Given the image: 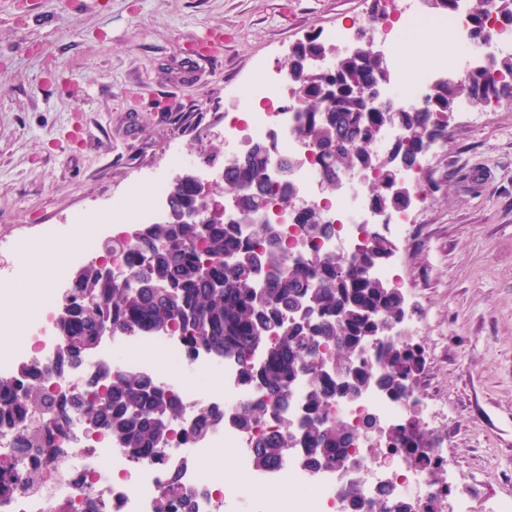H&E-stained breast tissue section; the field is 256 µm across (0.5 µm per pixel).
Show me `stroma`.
Listing matches in <instances>:
<instances>
[{
	"instance_id": "stroma-1",
	"label": "stroma",
	"mask_w": 512,
	"mask_h": 512,
	"mask_svg": "<svg viewBox=\"0 0 512 512\" xmlns=\"http://www.w3.org/2000/svg\"><path fill=\"white\" fill-rule=\"evenodd\" d=\"M371 0H0V268L10 245L112 221L130 186L187 173L175 155L243 153L224 115L259 66L363 23ZM222 55L188 68L207 30ZM408 243L389 266L420 324L415 395L447 410L438 451L451 490L479 488L471 512L512 499V101L481 121L454 113L435 144Z\"/></svg>"
}]
</instances>
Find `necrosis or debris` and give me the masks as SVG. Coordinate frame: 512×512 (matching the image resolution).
Wrapping results in <instances>:
<instances>
[{
	"instance_id": "4bbe7bcc",
	"label": "necrosis or debris",
	"mask_w": 512,
	"mask_h": 512,
	"mask_svg": "<svg viewBox=\"0 0 512 512\" xmlns=\"http://www.w3.org/2000/svg\"><path fill=\"white\" fill-rule=\"evenodd\" d=\"M390 10L395 20L384 25L383 31L388 35L386 48L391 52L395 78L382 90L381 97L405 106H426L436 78L460 71L475 59L477 51L468 44L453 59L436 67L405 64L395 48L403 33L424 20L425 15L407 0H391ZM248 102L246 115L225 113V141H234L244 130L251 141L266 142L273 159L291 158L295 168L290 183L295 196L318 209L325 222L334 228L330 236L314 241L303 239L298 212L269 205L267 212L272 224L285 234L288 256L354 253L364 242V228L371 225L388 235L406 237V211L375 215L369 197L360 190V173L346 174L344 193L329 197L322 192L320 166L313 159V147L298 130L303 97L283 71L258 68L248 87ZM170 191L166 179L156 178L148 195L134 189L114 199L111 223L98 228L88 224L82 227L80 236L55 241L56 250L64 253L66 262L62 267L47 270L46 287L26 296L21 318L26 346H0V376L11 378L22 387L38 381L56 403L63 405L85 388L89 378H97L103 387L128 372L150 373L161 392L178 396L182 408L162 446L160 458L132 461L123 448L104 433L91 429L76 413L64 419L31 414L33 424L43 426L44 433L39 443L24 454L16 447L14 428L2 423L0 472L22 477L24 483L12 492L0 494V512H53L58 503L64 505L65 512H154L155 501L167 487L174 469L179 470L184 485L195 492L194 512H232L235 503L244 497L254 503L255 512H265L262 490L271 481L290 489L288 496L275 501L272 512H370L369 504L378 495L370 478L378 469L379 454L364 451L359 443L353 446L352 459L362 478V505L357 510L346 497V482L337 477L335 467L316 472L293 457L272 470L256 469L249 445L256 435L281 430L280 416L266 415L250 431L225 418L228 407L259 403V388L242 382L235 362L219 361L202 346L188 348L178 332L119 335L107 330L95 351L80 366L66 364L65 341L56 318L68 306L75 287L72 269L101 259L106 242L133 241L137 230L156 223L168 207ZM191 370L212 374L214 384L201 386L192 382L187 376ZM202 407L211 411L210 427L203 437H190L187 431ZM403 411L397 401L369 388L355 402L330 406L327 415L354 427L370 415L391 427L401 420ZM223 446L236 451L226 477L202 479L197 462L208 460L214 449ZM32 473L38 474V481H29ZM385 481L390 502L399 512H417L415 497L420 493L433 491L440 499L448 497L445 486L435 483L433 470H410L397 459L393 460Z\"/></svg>"
}]
</instances>
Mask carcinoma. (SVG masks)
<instances>
[{
	"instance_id": "cac0c4a2",
	"label": "carcinoma",
	"mask_w": 512,
	"mask_h": 512,
	"mask_svg": "<svg viewBox=\"0 0 512 512\" xmlns=\"http://www.w3.org/2000/svg\"><path fill=\"white\" fill-rule=\"evenodd\" d=\"M497 22L512 27V0H486ZM489 14L478 8L472 16L469 37L480 54L491 55ZM330 57L331 67L318 72L303 69L308 56ZM288 79L299 85L305 101L299 131L312 144L321 167L325 187L340 190L336 176L353 170L369 171L372 204L384 213L407 207L410 192L396 184L399 178L394 159L401 157L415 167L426 141L448 139L450 118L463 100L483 103L512 100V56L469 67L460 78L437 82L424 109H402L389 102H367L365 90L389 80L386 59L375 57L363 41L349 52L331 51L316 37L296 44L288 57ZM389 123L404 131L383 158L374 142ZM288 162L275 174L267 148L253 144L224 167L216 195L232 194L238 199L239 221L214 216L204 224H180L179 212L197 202L193 177L172 184L169 198L171 217L146 226L132 245L136 265L135 286L119 284L90 266L77 274L73 302L59 319L71 360L80 362L95 349L100 333L114 331L179 330L188 348L204 345L214 357L236 361L246 382L255 381L263 392L253 407L232 408L233 418L247 427L269 413H276L291 394L303 373L307 391L297 422L284 421V431L251 444V456L261 469L275 468L292 454L295 438L308 449L307 465L344 466L342 448L349 443L347 425L326 418L325 409L336 396L354 397L373 385L403 400L423 364L418 344L406 338L382 339L375 345L376 363H356L354 357L366 348L371 336H381L388 323L399 321L406 306L401 289L371 275L392 253V243L372 227L366 247L348 257L317 254L288 260L280 251L281 231L252 218L265 211L272 180L288 185ZM249 223L251 238H245L242 223ZM309 238L327 236L332 225L313 209L300 220ZM204 265L224 268V286L218 288L201 273ZM286 346L294 362L278 360L277 351ZM49 395L40 383L31 382L17 397V383L0 377V422L17 430L18 449L29 444L28 412L46 405ZM70 410L87 423L108 431L128 456L145 460L144 451L160 456L170 424L181 415L172 395H164L147 373L130 372L112 381L106 397L86 398L81 393L70 400ZM210 412L199 410L188 431L202 437L210 425ZM391 448L416 456L417 467L440 465L432 448L437 440L416 421L381 431ZM191 493L183 487L180 473L172 475L158 496L155 512H172L176 507L191 512Z\"/></svg>"
}]
</instances>
